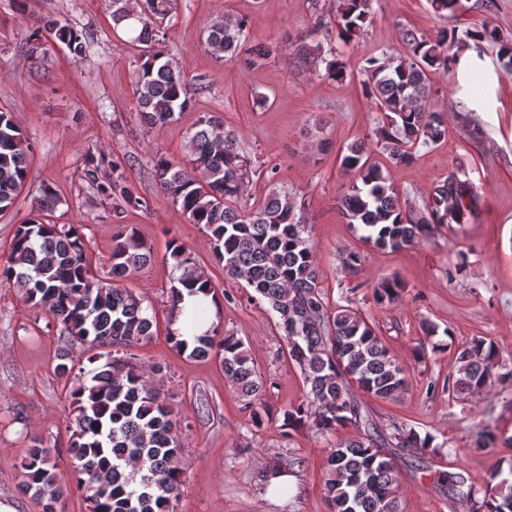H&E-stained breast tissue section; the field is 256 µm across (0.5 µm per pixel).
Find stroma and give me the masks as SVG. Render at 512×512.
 Segmentation results:
<instances>
[{
    "mask_svg": "<svg viewBox=\"0 0 512 512\" xmlns=\"http://www.w3.org/2000/svg\"><path fill=\"white\" fill-rule=\"evenodd\" d=\"M493 3L488 11L484 0H462V10L449 17L433 14L427 0H380L364 34L341 49L350 78L333 80L309 70L297 51L298 45L335 37L332 0H176L163 23L165 51L196 91L176 120L146 132L133 95L140 50L115 28L112 0H0V110L12 113L34 145L27 187L14 210L0 217V253L41 185L49 183L61 198L53 222L83 225L93 265L107 269L117 220L84 171L93 158L126 161L127 181L149 207L127 209L120 221L135 226L154 260L127 278L125 287L163 309L171 270L166 246L172 240L186 246L212 277L217 295L233 297L221 305L219 331L243 340L267 382V418L257 430L218 362L177 352L162 330L136 347L139 362L156 369L168 404L190 426L182 449L188 470L174 512H327V440L305 430L289 436L282 428L284 410L300 403L305 390L285 354L276 313L224 274L206 233L155 182L153 156L182 155L207 112L222 113L239 132L244 154L270 167V174L250 183V194L277 188L304 200L303 220L328 296L352 302L369 316L406 370L408 386L397 400L353 392L378 425L395 419L434 438L435 451L421 458L393 455L400 512H471L469 499L449 496L448 474H460L465 487L479 494L493 471L512 472V448L473 446L487 427L512 436V386L465 400L440 389L455 371L449 340L491 339L501 362L512 368V75L498 71L494 47L460 51L455 72L432 74L431 103L445 114L447 138L421 149L410 164L384 166L401 196L416 202L435 181L457 174L476 191L475 218L389 252L363 241L336 208L350 181L336 155L379 118L356 76L363 61L384 51L405 52L400 33L406 28L432 35L488 18L512 38V0ZM226 14L245 19L253 41L278 43L277 59L251 69L211 56L205 48L209 27ZM45 15L88 36L85 57L72 60L59 43L36 39L34 21ZM261 96L269 99L262 108L255 104ZM350 252L362 257L354 278L340 263ZM393 277L404 285L399 299L376 305L373 285ZM428 323L436 325V337L426 336ZM432 341L442 343V350L417 360L416 348ZM59 346V332L46 316L13 289L0 287V502L15 512H40L18 488L25 435L56 448L60 473L69 468L67 392L52 372ZM431 381L438 391L428 390ZM273 464L291 478L286 493L271 494L259 481L262 469Z\"/></svg>",
    "mask_w": 512,
    "mask_h": 512,
    "instance_id": "35a3bbf8",
    "label": "stroma"
}]
</instances>
